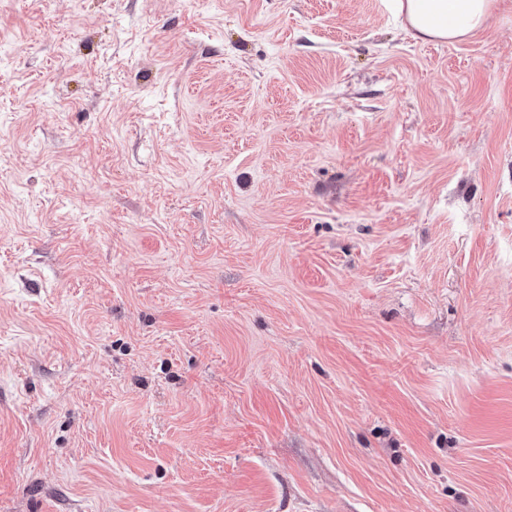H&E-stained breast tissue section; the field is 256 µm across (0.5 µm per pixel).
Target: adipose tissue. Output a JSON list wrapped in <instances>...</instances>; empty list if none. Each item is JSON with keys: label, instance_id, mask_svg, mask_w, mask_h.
I'll use <instances>...</instances> for the list:
<instances>
[{"label": "adipose tissue", "instance_id": "1", "mask_svg": "<svg viewBox=\"0 0 512 512\" xmlns=\"http://www.w3.org/2000/svg\"><path fill=\"white\" fill-rule=\"evenodd\" d=\"M414 38L455 42L482 29L497 0H391Z\"/></svg>", "mask_w": 512, "mask_h": 512}]
</instances>
